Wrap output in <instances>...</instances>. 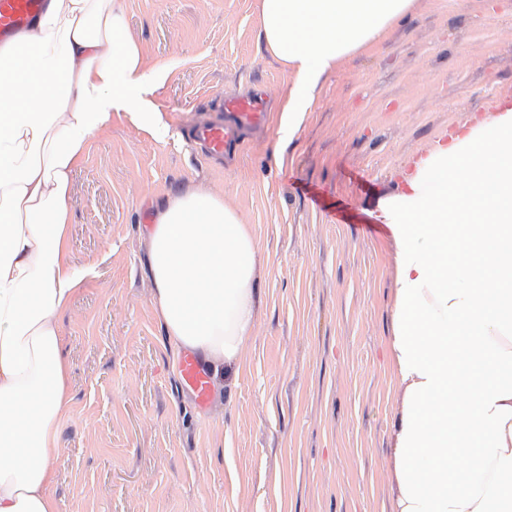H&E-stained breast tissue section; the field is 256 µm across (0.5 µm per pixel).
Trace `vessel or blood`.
<instances>
[{
	"instance_id": "1",
	"label": "vessel or blood",
	"mask_w": 512,
	"mask_h": 512,
	"mask_svg": "<svg viewBox=\"0 0 512 512\" xmlns=\"http://www.w3.org/2000/svg\"><path fill=\"white\" fill-rule=\"evenodd\" d=\"M47 0H0V46L14 41L44 14ZM222 116L196 124L189 135L206 153L217 159L231 158L242 149L246 136L267 132L272 112L267 95L259 91L225 97ZM181 383L195 404L208 408L215 390L205 365L192 354L181 360Z\"/></svg>"
}]
</instances>
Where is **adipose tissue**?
<instances>
[{"mask_svg": "<svg viewBox=\"0 0 512 512\" xmlns=\"http://www.w3.org/2000/svg\"><path fill=\"white\" fill-rule=\"evenodd\" d=\"M414 0H259V36L294 76L293 139L324 75ZM122 0H49L0 51V512H57L71 410L61 319L88 273L68 255L72 173L113 112L159 128ZM379 218L395 245L390 512L512 508V108L430 151ZM259 248L222 198L172 195L149 236L152 304L170 345L213 370L253 341Z\"/></svg>", "mask_w": 512, "mask_h": 512, "instance_id": "obj_1", "label": "adipose tissue"}]
</instances>
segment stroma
<instances>
[{
	"mask_svg": "<svg viewBox=\"0 0 512 512\" xmlns=\"http://www.w3.org/2000/svg\"><path fill=\"white\" fill-rule=\"evenodd\" d=\"M123 2L164 70L145 97L167 135L113 113L73 175L69 255L93 272L61 320L58 512H389L395 267L376 214L435 142L512 108V0H418L345 56L290 143L271 131L230 171L181 131L251 88L281 123L293 76L258 41L257 0ZM190 185L233 204L264 261L254 342L203 412L144 267L159 204Z\"/></svg>",
	"mask_w": 512,
	"mask_h": 512,
	"instance_id": "stroma-1",
	"label": "stroma"
}]
</instances>
